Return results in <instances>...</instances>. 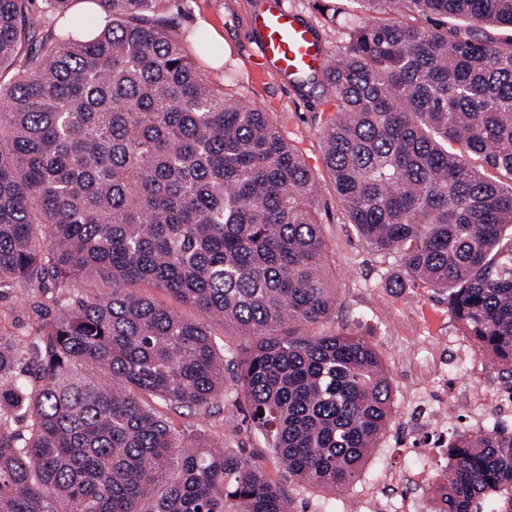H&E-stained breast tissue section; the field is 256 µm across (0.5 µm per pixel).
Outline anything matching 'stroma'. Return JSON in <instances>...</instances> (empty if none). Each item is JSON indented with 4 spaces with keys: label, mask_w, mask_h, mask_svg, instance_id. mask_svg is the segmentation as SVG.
Listing matches in <instances>:
<instances>
[{
    "label": "stroma",
    "mask_w": 512,
    "mask_h": 512,
    "mask_svg": "<svg viewBox=\"0 0 512 512\" xmlns=\"http://www.w3.org/2000/svg\"><path fill=\"white\" fill-rule=\"evenodd\" d=\"M254 0H180L175 12L180 29L195 31L211 22L224 37V65L210 61L198 68L211 85L242 102L268 112L289 143L304 157L319 182V206L329 269L337 281L336 311L320 324L322 332H352L379 352L392 386L391 420L359 477L331 493L296 482L287 468L250 429L245 405L225 399L208 415L176 412L161 399L152 408L171 421L185 439L223 441L243 457L256 461L280 485L292 512H369L382 503L397 512L399 498L388 478L421 473L425 491L448 468L430 432L418 421L422 397L435 398L448 436L460 432L486 434L512 430V416L499 406L501 394L512 390V372L504 369L466 336L448 308L442 291L406 284L399 261L383 256L356 233L323 169L320 123L329 106L321 86H291L255 72L257 46L248 27ZM328 0H285L288 9L309 22L330 53L349 44L345 28L326 23ZM35 317L17 292L0 299V331L26 336Z\"/></svg>",
    "instance_id": "35a3bbf8"
}]
</instances>
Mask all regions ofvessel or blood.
<instances>
[{"mask_svg":"<svg viewBox=\"0 0 512 512\" xmlns=\"http://www.w3.org/2000/svg\"><path fill=\"white\" fill-rule=\"evenodd\" d=\"M261 73L285 83L323 73L330 65L325 44L315 29L288 11L282 0H259L249 14Z\"/></svg>","mask_w":512,"mask_h":512,"instance_id":"b4317fda","label":"vessel or blood"}]
</instances>
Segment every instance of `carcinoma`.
<instances>
[{
  "label": "carcinoma",
  "mask_w": 512,
  "mask_h": 512,
  "mask_svg": "<svg viewBox=\"0 0 512 512\" xmlns=\"http://www.w3.org/2000/svg\"><path fill=\"white\" fill-rule=\"evenodd\" d=\"M34 2L0 0V298L24 289L38 318L26 341L0 332V512H287L258 463L184 445L147 403L224 399L213 323L251 337L234 394L288 472L349 485L392 388L362 337L303 332L336 309L314 172L269 113L202 77L176 0H42L65 39ZM352 2L348 48L300 80L334 108L327 177L359 236L447 291L511 370L512 0ZM80 280L103 295L70 301ZM450 456L435 512H512V432L460 433Z\"/></svg>",
  "instance_id": "obj_1"
}]
</instances>
